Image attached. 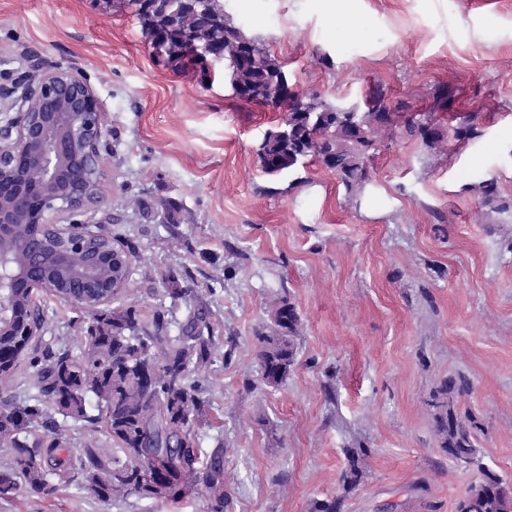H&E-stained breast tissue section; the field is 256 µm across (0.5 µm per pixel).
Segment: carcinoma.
<instances>
[{
	"mask_svg": "<svg viewBox=\"0 0 512 512\" xmlns=\"http://www.w3.org/2000/svg\"><path fill=\"white\" fill-rule=\"evenodd\" d=\"M157 56L175 70L192 65L206 77L204 59L193 57V46L205 44L222 54L224 84L238 101L257 103L284 113L257 149L263 172L296 174L310 159L336 175L345 193L356 202L368 194L369 161L376 155L384 130L401 127L433 149L462 147L484 135L478 113L445 126L433 113H418L407 100L391 101L384 87L374 84L354 104L332 103L316 91L290 83L285 65L273 58L243 25L224 12L219 0H125ZM478 203L490 211L512 214V203L500 198L496 182L475 185ZM105 273H112L110 242L93 249ZM32 297L23 283L15 289L14 322L3 325L0 353L23 339L15 335L18 322L28 318ZM83 347L50 356L31 376L35 404L0 402V445L9 448L0 464V496L24 492L51 497L59 488L82 479L85 492L103 507L131 496L178 503L200 496L205 512H224V458L217 450L201 459L194 421L204 406L202 385L191 377L213 362L216 336L206 313L197 312L166 334L160 314L152 322L129 306L103 305L88 314ZM301 316L283 300L271 313L267 332L257 334L258 373L262 383L288 379L297 362ZM470 389L460 376L444 379L431 395L439 447L454 461L480 465L475 447L476 422L462 418L455 399ZM53 412L105 430L111 448L89 446L74 457L64 435L44 430ZM166 458L168 482L148 477L151 460ZM483 478L459 501L456 512H512V488L499 475L481 468Z\"/></svg>",
	"mask_w": 512,
	"mask_h": 512,
	"instance_id": "obj_1",
	"label": "carcinoma"
}]
</instances>
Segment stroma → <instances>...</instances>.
Here are the masks:
<instances>
[{
	"instance_id": "stroma-1",
	"label": "stroma",
	"mask_w": 512,
	"mask_h": 512,
	"mask_svg": "<svg viewBox=\"0 0 512 512\" xmlns=\"http://www.w3.org/2000/svg\"><path fill=\"white\" fill-rule=\"evenodd\" d=\"M325 99L384 85L391 99L482 110L485 134L439 152L401 130L371 167L370 194L348 201L336 177L262 172L256 149L282 118L232 100L222 69L209 81L158 63L131 9L99 0H0V94L33 68L82 74L104 106L106 188L95 215L133 248L113 306L159 312L169 334L202 310L217 338L203 383L202 458L224 451V512H455L482 469L512 482V216L479 207L495 180L512 199V0H348L354 30L329 0H222ZM177 207L168 216L166 203ZM183 297L170 301L166 278ZM300 313L297 364L271 388L257 372L256 335L275 305ZM42 329L9 391L28 404L49 350L79 351L82 310L39 298ZM464 375L459 415L472 416L482 468L438 446L428 401ZM360 477L344 489L348 451ZM0 512H204L136 496L102 507L78 486L53 498L0 499Z\"/></svg>"
}]
</instances>
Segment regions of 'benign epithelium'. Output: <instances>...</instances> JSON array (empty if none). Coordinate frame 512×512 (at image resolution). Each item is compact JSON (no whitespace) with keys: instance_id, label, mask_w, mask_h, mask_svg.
Masks as SVG:
<instances>
[{"instance_id":"benign-epithelium-1","label":"benign epithelium","mask_w":512,"mask_h":512,"mask_svg":"<svg viewBox=\"0 0 512 512\" xmlns=\"http://www.w3.org/2000/svg\"><path fill=\"white\" fill-rule=\"evenodd\" d=\"M8 108L16 121L0 128V241L17 237V225L35 222L74 239L72 246L57 248L59 262L84 249L82 240H98L101 233L80 217L94 211L97 202L84 186L86 172L101 169L99 144L105 135L104 113L93 89L77 74L67 70L35 72L22 91L9 99ZM27 171L16 183L10 174ZM65 213L70 224L60 225L51 213ZM43 241L23 239L14 250L0 247V322L10 318L13 288L21 272L36 293L47 292L73 306L112 302L127 287L134 255L122 247L112 249V263L124 275L112 280L110 288L94 289L90 297L78 288H63L53 278L37 274L44 253ZM101 268L89 264L72 277L85 285L100 280Z\"/></svg>"}]
</instances>
